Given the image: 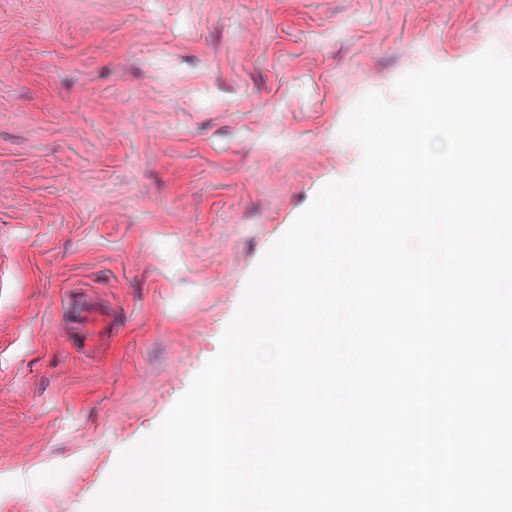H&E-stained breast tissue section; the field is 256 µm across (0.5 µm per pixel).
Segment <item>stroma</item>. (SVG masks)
Masks as SVG:
<instances>
[{
  "label": "stroma",
  "mask_w": 512,
  "mask_h": 512,
  "mask_svg": "<svg viewBox=\"0 0 512 512\" xmlns=\"http://www.w3.org/2000/svg\"><path fill=\"white\" fill-rule=\"evenodd\" d=\"M493 45L512 0H0V512H84L355 170L353 106Z\"/></svg>",
  "instance_id": "stroma-1"
}]
</instances>
